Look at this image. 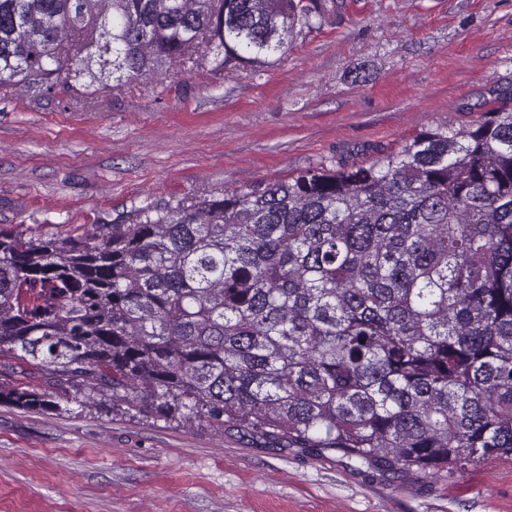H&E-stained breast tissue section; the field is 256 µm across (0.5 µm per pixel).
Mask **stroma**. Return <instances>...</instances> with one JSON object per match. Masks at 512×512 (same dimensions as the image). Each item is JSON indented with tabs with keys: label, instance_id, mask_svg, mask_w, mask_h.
Wrapping results in <instances>:
<instances>
[{
	"label": "stroma",
	"instance_id": "stroma-1",
	"mask_svg": "<svg viewBox=\"0 0 512 512\" xmlns=\"http://www.w3.org/2000/svg\"><path fill=\"white\" fill-rule=\"evenodd\" d=\"M512 0H325L268 64L195 55L122 88L0 89V231L68 237L146 205L365 164L483 119ZM0 512H512V457L428 482L334 451L113 408L0 404Z\"/></svg>",
	"mask_w": 512,
	"mask_h": 512
}]
</instances>
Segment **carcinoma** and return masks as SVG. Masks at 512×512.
<instances>
[{"label": "carcinoma", "instance_id": "carcinoma-1", "mask_svg": "<svg viewBox=\"0 0 512 512\" xmlns=\"http://www.w3.org/2000/svg\"><path fill=\"white\" fill-rule=\"evenodd\" d=\"M321 0H0V88L96 91L200 48L268 63ZM143 416L441 479L512 456V91L367 165L0 232V371Z\"/></svg>", "mask_w": 512, "mask_h": 512}]
</instances>
